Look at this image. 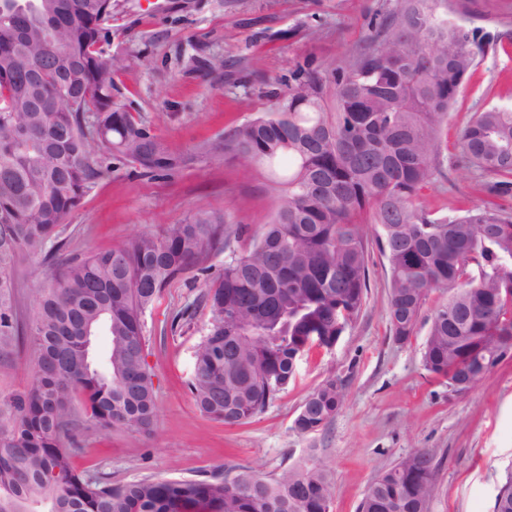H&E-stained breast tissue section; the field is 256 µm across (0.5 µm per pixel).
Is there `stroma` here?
<instances>
[{
    "mask_svg": "<svg viewBox=\"0 0 512 512\" xmlns=\"http://www.w3.org/2000/svg\"><path fill=\"white\" fill-rule=\"evenodd\" d=\"M398 0H112L107 55L122 66L115 102L139 115L173 153L269 112L303 65L328 75L368 44L372 23L392 15ZM449 22L490 33L439 139L432 180L418 201L453 214L487 204L485 174L464 168L460 136L474 113L512 107V0H437ZM277 195L265 166L232 157L211 158L164 178L120 166L94 182L69 219L71 248L86 254L159 233L198 211L257 232L270 222ZM370 226L368 288L352 325L329 349H311L295 380L259 415L236 425L215 422L197 409L186 383L194 351L210 320L198 308L191 324L172 328L173 315L200 292L179 281L143 316L147 363L157 403L152 434L115 429L84 435L80 471L113 479H197L248 467L272 477L316 449L332 473L330 512H357L369 484L418 448L439 462L429 512H493L512 480V352L468 392H453L423 366L422 351L445 291L429 292L413 336L397 342L387 301L388 265ZM344 395L321 430L299 432L294 420L325 380Z\"/></svg>",
    "mask_w": 512,
    "mask_h": 512,
    "instance_id": "1",
    "label": "stroma"
}]
</instances>
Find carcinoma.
<instances>
[{
    "label": "carcinoma",
    "mask_w": 512,
    "mask_h": 512,
    "mask_svg": "<svg viewBox=\"0 0 512 512\" xmlns=\"http://www.w3.org/2000/svg\"><path fill=\"white\" fill-rule=\"evenodd\" d=\"M428 2L400 0L372 26L373 48L329 77L300 70L265 116L174 155L113 100L109 0H37L32 11L0 0V356L26 352L33 362L26 387L0 393V512H329V470L311 452L274 477L241 467L231 477L114 482L74 469L83 432L154 425L143 315L177 280H203L210 322L188 390L214 421L263 412L303 355L333 347L356 319L369 224L380 228L395 339L413 334L429 291L446 290L425 369L465 392L498 362L501 338L512 337V207L436 216L417 203L484 40ZM460 148L468 167L492 176L488 196L512 199V109L475 113ZM220 155L267 165L278 194L246 248H236L241 225L200 211L158 235L62 258L70 216L115 165L154 178ZM26 258L42 273L22 284L15 273ZM101 332L109 348L97 358ZM342 401L336 381H324L295 428L325 427ZM437 469L430 450L413 451L371 482L359 512H428ZM493 512H512V481Z\"/></svg>",
    "instance_id": "cac0c4a2"
}]
</instances>
